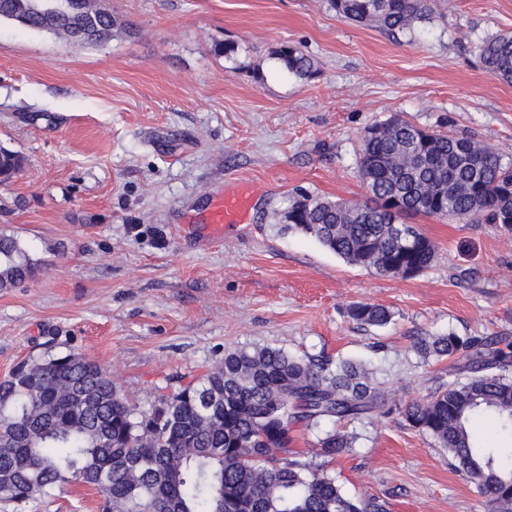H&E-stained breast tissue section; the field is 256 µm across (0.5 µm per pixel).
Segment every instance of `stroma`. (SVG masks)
<instances>
[{"label": "stroma", "mask_w": 512, "mask_h": 512, "mask_svg": "<svg viewBox=\"0 0 512 512\" xmlns=\"http://www.w3.org/2000/svg\"><path fill=\"white\" fill-rule=\"evenodd\" d=\"M104 3L128 28L101 45L0 20V146L24 158L0 184V234L40 262L32 282L0 290V379L73 351L146 408L167 378L259 344L374 361L402 407L452 366L424 361L418 337H512V231L499 225L412 218L437 257L406 279L280 231L299 194L367 199L358 138L392 116L512 156V84L477 57L482 40L512 33V0H435L395 34L328 0ZM289 44L315 58L316 75L280 65L273 52ZM238 187L253 192L247 222L209 240L210 195ZM360 302L391 322L352 321ZM340 428L359 435L330 466L349 494L388 512H487L447 450L399 417ZM0 512H101V499L71 484Z\"/></svg>", "instance_id": "1"}]
</instances>
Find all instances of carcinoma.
Segmentation results:
<instances>
[{"label": "carcinoma", "instance_id": "obj_1", "mask_svg": "<svg viewBox=\"0 0 512 512\" xmlns=\"http://www.w3.org/2000/svg\"><path fill=\"white\" fill-rule=\"evenodd\" d=\"M57 0H4L0 17L79 44H102L124 23L99 0H66L50 20L38 9ZM357 24L389 32L414 28L434 0H330ZM288 73L310 78L317 63L295 46L273 51ZM481 67L512 83V35L478 46ZM397 117L368 128L356 167L368 200L353 205L303 194L284 229L299 231L347 263L387 276H416L436 258L434 244L406 222L412 216L483 220L512 230V160L467 135L426 131ZM23 157L0 147V175L14 177ZM37 264L19 241L0 235V289L17 288ZM349 316L382 327L383 306L357 303ZM424 356L454 358L448 383L393 409L377 368L348 359L298 357L269 345L240 346L201 380L132 405L112 372L74 352L19 362L0 381V502L21 506L74 482L109 483L102 512H386L378 497L347 495L329 462L356 434L317 435V453L290 449L293 428L397 414L448 450V460L491 503L512 512V468L478 446L470 424L493 417L512 431V342L450 333L417 342ZM290 412L284 413V405Z\"/></svg>", "mask_w": 512, "mask_h": 512}]
</instances>
